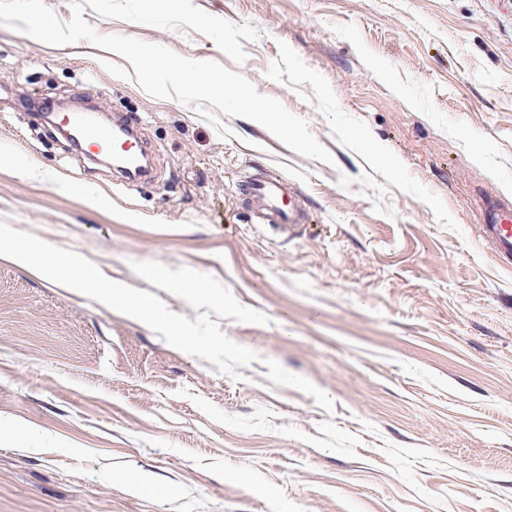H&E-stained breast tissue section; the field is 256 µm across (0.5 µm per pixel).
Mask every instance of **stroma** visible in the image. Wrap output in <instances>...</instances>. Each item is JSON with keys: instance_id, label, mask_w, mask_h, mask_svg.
<instances>
[{"instance_id": "1", "label": "stroma", "mask_w": 512, "mask_h": 512, "mask_svg": "<svg viewBox=\"0 0 512 512\" xmlns=\"http://www.w3.org/2000/svg\"><path fill=\"white\" fill-rule=\"evenodd\" d=\"M81 2L99 35L242 74L333 161L0 25V219L258 355L221 374L0 256V512H512V261L478 211L512 201V0ZM29 99L135 118L152 180ZM263 166L313 217L281 243L246 208Z\"/></svg>"}]
</instances>
